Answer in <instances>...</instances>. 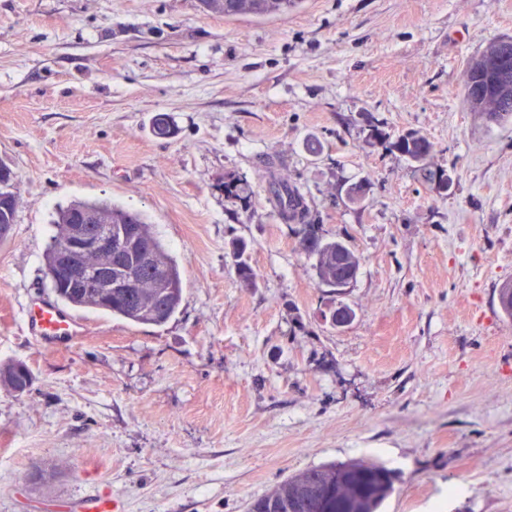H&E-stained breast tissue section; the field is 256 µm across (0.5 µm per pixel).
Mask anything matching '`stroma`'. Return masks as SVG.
I'll list each match as a JSON object with an SVG mask.
<instances>
[{"instance_id": "35a3bbf8", "label": "stroma", "mask_w": 512, "mask_h": 512, "mask_svg": "<svg viewBox=\"0 0 512 512\" xmlns=\"http://www.w3.org/2000/svg\"><path fill=\"white\" fill-rule=\"evenodd\" d=\"M512 37V0H301L227 18L202 0H0V512H246L287 476L358 459L396 473L383 512H512V121L464 107L467 61ZM174 134L154 137L156 115ZM381 126L385 140L371 136ZM416 132L452 180L393 146ZM361 257L320 284L268 199L264 160ZM233 173L248 208L224 197ZM366 189L362 203L347 190ZM152 224L183 280L162 325L82 313L75 343L26 326L51 295L60 208ZM245 240L256 284L238 279ZM355 312L331 325L337 304ZM32 383L30 369L26 366V372H21L17 364H13L5 369H0V384L6 386L17 395H22L29 391Z\"/></svg>"}]
</instances>
